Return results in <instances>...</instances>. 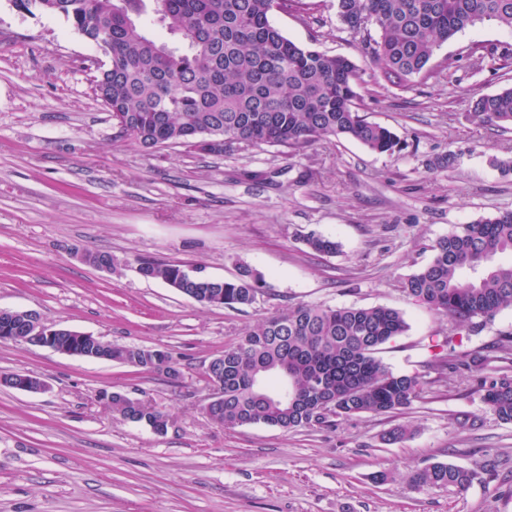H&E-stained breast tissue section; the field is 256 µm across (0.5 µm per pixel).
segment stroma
<instances>
[{"label": "stroma", "mask_w": 512, "mask_h": 512, "mask_svg": "<svg viewBox=\"0 0 512 512\" xmlns=\"http://www.w3.org/2000/svg\"><path fill=\"white\" fill-rule=\"evenodd\" d=\"M294 42L350 57L359 110L393 129L394 153L349 139L289 157L252 147L224 156L183 147L143 151L121 137L94 93L96 47L60 16L19 14L0 0V309L123 346L167 350L178 380L24 343L0 344V376L25 373L44 390L0 385V512H512V423L487 412L477 385L492 365L436 381L430 336L448 317L414 304L403 282L433 257L436 240L512 210V130L467 120L474 98L512 86V31L491 21L443 43L442 83L403 88L372 69L321 0L305 16L273 12ZM478 45L482 66L462 61ZM451 154V167L435 168ZM339 244L310 249L308 236ZM111 254L114 271L81 262ZM231 279L240 264L264 278L252 306H205L136 261ZM388 306L409 328L380 357L416 375L423 391L401 413L321 427L227 429L204 413L209 361L247 329L295 303ZM121 392L166 411L164 433L123 420ZM409 434L392 442L398 426ZM495 476L467 490L416 489L412 470L436 462ZM386 481H377L378 473Z\"/></svg>", "instance_id": "1"}]
</instances>
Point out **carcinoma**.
Returning a JSON list of instances; mask_svg holds the SVG:
<instances>
[{
    "mask_svg": "<svg viewBox=\"0 0 512 512\" xmlns=\"http://www.w3.org/2000/svg\"><path fill=\"white\" fill-rule=\"evenodd\" d=\"M32 18L61 16L96 46L108 65L96 76L102 104L121 118L120 134L147 149L185 145L206 136L222 156L266 145L296 154L331 139H351L375 153L400 144L388 127L358 111L357 66L342 55L299 45L270 20V12L301 13L304 0H162L153 22L168 35H146L137 18L146 0H11ZM339 21L360 40L380 76L406 87L438 77L452 67L433 66L436 50L464 29L494 21L512 29V0H336ZM478 124L512 126V87L483 94L469 115ZM309 247L334 254L338 244L310 237ZM433 258L405 281L402 291L415 303L452 320L467 335L480 334L496 315L512 308V211L464 224L432 245ZM182 266L149 258L136 272L168 284ZM262 276L243 264L225 280L185 274L184 285L204 305L240 310L252 305ZM408 329L404 314L386 306L326 307L299 303L277 312L212 358L208 380L224 389V401L205 409L214 423L232 429L264 424L283 429L322 426L333 418L401 412L421 391L417 375L399 374L378 358L382 346ZM448 352L428 367L438 375L470 369L493 359L504 363L483 379L478 392L486 410L512 422V337L490 353ZM106 359L136 365L135 349L101 341ZM149 370L180 376L168 352ZM113 412L152 427L169 416L148 402L135 403L114 392ZM496 469L489 459L481 471L433 463L412 472L409 482L430 489H468L480 472Z\"/></svg>",
    "mask_w": 512,
    "mask_h": 512,
    "instance_id": "carcinoma-1",
    "label": "carcinoma"
}]
</instances>
